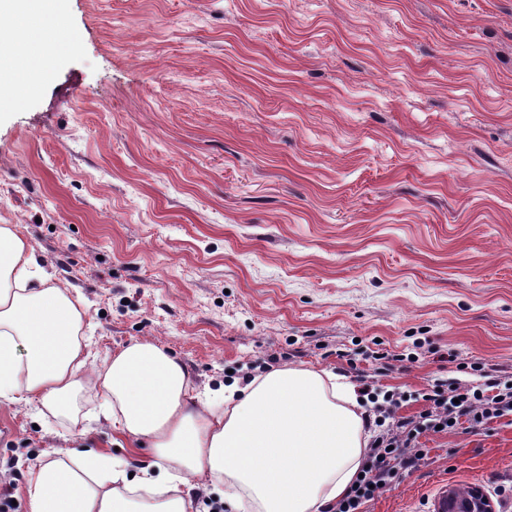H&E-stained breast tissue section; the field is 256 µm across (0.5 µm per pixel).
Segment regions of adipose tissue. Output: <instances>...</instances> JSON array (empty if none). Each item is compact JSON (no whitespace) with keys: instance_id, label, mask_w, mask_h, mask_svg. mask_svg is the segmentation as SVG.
Wrapping results in <instances>:
<instances>
[{"instance_id":"ef3b65f1","label":"adipose tissue","mask_w":512,"mask_h":512,"mask_svg":"<svg viewBox=\"0 0 512 512\" xmlns=\"http://www.w3.org/2000/svg\"><path fill=\"white\" fill-rule=\"evenodd\" d=\"M63 0H0V111L52 80L65 43ZM49 42L31 58L32 40ZM85 302L49 281L16 225L0 224V398L35 400L33 418L67 416L84 391L128 442L136 471L95 450L43 452L29 467V512H188L196 478L236 512H331L358 473L371 433L345 376L304 366L208 393L157 344L137 340L88 370Z\"/></svg>"}]
</instances>
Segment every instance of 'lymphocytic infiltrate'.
<instances>
[{
    "mask_svg": "<svg viewBox=\"0 0 512 512\" xmlns=\"http://www.w3.org/2000/svg\"><path fill=\"white\" fill-rule=\"evenodd\" d=\"M499 387L492 375L472 387L456 382L435 384L423 396L426 408L412 417L398 416L399 401L389 399L382 411L388 424L375 431L359 474L334 512H367L368 503L391 488L403 473L418 469L425 456L422 439L427 434L439 429L449 432L462 424L477 432L511 414L512 391L503 393Z\"/></svg>",
    "mask_w": 512,
    "mask_h": 512,
    "instance_id": "obj_1",
    "label": "lymphocytic infiltrate"
}]
</instances>
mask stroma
Segmentation results:
<instances>
[{
  "mask_svg": "<svg viewBox=\"0 0 512 512\" xmlns=\"http://www.w3.org/2000/svg\"><path fill=\"white\" fill-rule=\"evenodd\" d=\"M65 11L53 79L0 112V224L81 294L92 362L147 339L199 388L360 370L404 417L435 382L512 380V0ZM98 405L77 441L0 400L21 512L47 446L112 449ZM425 442L368 512H432L450 485L512 512V415Z\"/></svg>",
  "mask_w": 512,
  "mask_h": 512,
  "instance_id": "stroma-1",
  "label": "stroma"
}]
</instances>
